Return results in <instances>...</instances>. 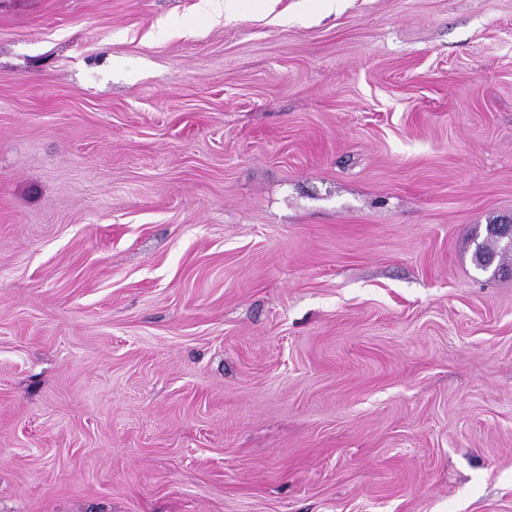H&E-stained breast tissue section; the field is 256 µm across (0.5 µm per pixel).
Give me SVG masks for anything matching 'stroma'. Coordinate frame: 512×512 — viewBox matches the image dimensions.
<instances>
[{
	"instance_id": "1",
	"label": "stroma",
	"mask_w": 512,
	"mask_h": 512,
	"mask_svg": "<svg viewBox=\"0 0 512 512\" xmlns=\"http://www.w3.org/2000/svg\"><path fill=\"white\" fill-rule=\"evenodd\" d=\"M512 0H0V512H512ZM492 227H494V224H487L486 226V237L478 242L477 237L473 239V243L475 245L473 257L475 265L478 268H481L483 263L486 262V258H495L498 256V254L501 255V262L500 265H503V258L509 252V248L503 246H500V239H509L510 245L512 244V224H498L496 227L495 233L492 232ZM500 239H499V238Z\"/></svg>"
}]
</instances>
